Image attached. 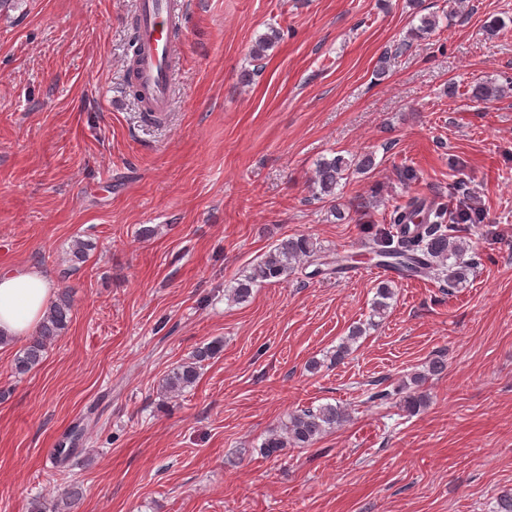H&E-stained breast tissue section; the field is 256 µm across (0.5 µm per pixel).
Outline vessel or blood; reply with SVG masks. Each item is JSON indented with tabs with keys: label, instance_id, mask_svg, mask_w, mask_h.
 Segmentation results:
<instances>
[{
	"label": "vessel or blood",
	"instance_id": "vessel-or-blood-1",
	"mask_svg": "<svg viewBox=\"0 0 512 512\" xmlns=\"http://www.w3.org/2000/svg\"><path fill=\"white\" fill-rule=\"evenodd\" d=\"M186 15L184 0H138L142 45L136 83L151 112L167 111L175 79L173 33Z\"/></svg>",
	"mask_w": 512,
	"mask_h": 512
}]
</instances>
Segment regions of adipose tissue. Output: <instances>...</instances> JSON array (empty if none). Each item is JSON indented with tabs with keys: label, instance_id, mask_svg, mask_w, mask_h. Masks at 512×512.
I'll list each match as a JSON object with an SVG mask.
<instances>
[{
	"label": "adipose tissue",
	"instance_id": "1",
	"mask_svg": "<svg viewBox=\"0 0 512 512\" xmlns=\"http://www.w3.org/2000/svg\"><path fill=\"white\" fill-rule=\"evenodd\" d=\"M55 291L53 280L35 267L0 274V336L35 333Z\"/></svg>",
	"mask_w": 512,
	"mask_h": 512
}]
</instances>
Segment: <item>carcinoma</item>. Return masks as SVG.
<instances>
[{
	"label": "carcinoma",
	"instance_id": "1",
	"mask_svg": "<svg viewBox=\"0 0 512 512\" xmlns=\"http://www.w3.org/2000/svg\"><path fill=\"white\" fill-rule=\"evenodd\" d=\"M439 27L438 16L429 13L419 18V25L410 28L411 38L402 40L394 51H386L379 58V70L386 72L393 55L408 51L413 40L423 38ZM281 40V32L271 27L260 35L251 49L253 60L260 61L265 53ZM374 167L370 154L347 159L335 155L321 160L315 169L312 191L315 197L336 198V188L341 180L351 172L366 173ZM480 221L478 213H456L449 217L447 211L434 202L412 198L403 205L396 206L391 213V228L395 233H386L376 239L377 246L390 250L383 265H389L401 272L412 275H428L438 267L445 268L448 287L454 288L465 279L469 263H448L453 256L467 251L469 245L461 240L460 233L470 231L468 225ZM301 263L313 267L312 274L323 273L320 248L312 238L292 236L284 238L262 258L251 266L244 278L231 290V299L236 303L247 301L254 287L261 284L279 283L288 278ZM394 292L387 285L377 288L373 302V315L382 316L389 306L388 299ZM72 304L69 291L64 289L57 300L47 309L38 333L20 350L14 360V370L24 375L38 366L48 346L67 329L71 320ZM220 342H211L197 348L190 359L173 369L162 383L166 392H182L195 385L203 362L220 353ZM425 376L414 373L409 380L402 382L398 392L403 394L406 410L418 413L428 404V395L420 390ZM347 418L345 410L338 405L325 404L315 409H305L289 416L284 433L272 432L262 443L260 452L266 457H277L288 446L307 448L314 444L325 432L342 424Z\"/></svg>",
	"mask_w": 512,
	"mask_h": 512
}]
</instances>
